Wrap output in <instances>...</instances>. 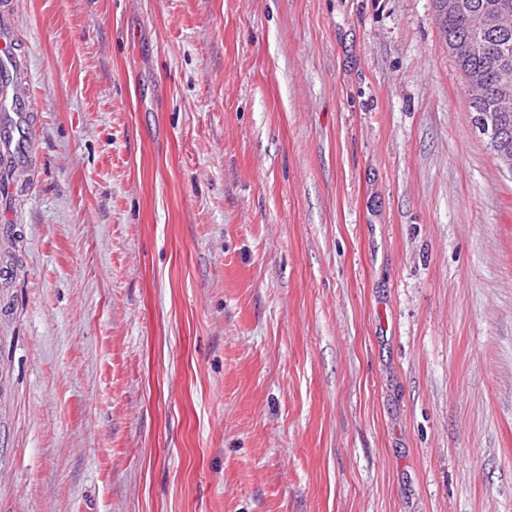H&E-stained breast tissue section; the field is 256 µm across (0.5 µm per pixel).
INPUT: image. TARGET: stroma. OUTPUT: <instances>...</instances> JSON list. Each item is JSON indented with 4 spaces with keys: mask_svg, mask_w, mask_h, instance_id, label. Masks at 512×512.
<instances>
[{
    "mask_svg": "<svg viewBox=\"0 0 512 512\" xmlns=\"http://www.w3.org/2000/svg\"><path fill=\"white\" fill-rule=\"evenodd\" d=\"M0 512H512V174L433 0H18Z\"/></svg>",
    "mask_w": 512,
    "mask_h": 512,
    "instance_id": "35a3bbf8",
    "label": "stroma"
}]
</instances>
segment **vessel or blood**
I'll list each match as a JSON object with an SVG mask.
<instances>
[{
	"label": "vessel or blood",
	"mask_w": 512,
	"mask_h": 512,
	"mask_svg": "<svg viewBox=\"0 0 512 512\" xmlns=\"http://www.w3.org/2000/svg\"><path fill=\"white\" fill-rule=\"evenodd\" d=\"M13 24V13H0V66L11 71L23 66L12 50ZM32 156L31 128L24 101L15 95L0 94V199L11 192V173L26 165Z\"/></svg>",
	"instance_id": "obj_1"
}]
</instances>
